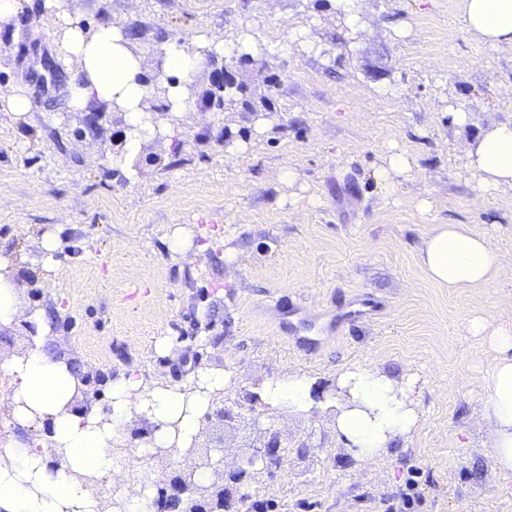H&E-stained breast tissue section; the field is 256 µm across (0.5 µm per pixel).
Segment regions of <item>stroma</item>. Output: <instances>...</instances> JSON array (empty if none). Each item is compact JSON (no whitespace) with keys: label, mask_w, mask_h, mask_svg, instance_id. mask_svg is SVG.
Masks as SVG:
<instances>
[{"label":"stroma","mask_w":512,"mask_h":512,"mask_svg":"<svg viewBox=\"0 0 512 512\" xmlns=\"http://www.w3.org/2000/svg\"><path fill=\"white\" fill-rule=\"evenodd\" d=\"M461 5L61 0L133 33L151 78L168 43L224 37V55L203 64L183 110L158 114L163 135L128 169L114 163L121 113L66 111L77 64L57 52L39 0L0 27V94L23 89L31 100L26 121L0 124V253L16 262L28 303L52 317V350L100 402L128 371L181 386L220 369L234 382L216 395L194 453L141 454V430L129 431L126 469L104 493H134L147 477L162 488L216 449L233 461L259 444L246 396L265 379L304 373L328 389L337 370L368 362L417 375L416 432L372 463L346 450L330 414L274 411L282 464L225 481L230 512H398L412 473L407 512H512V475L495 468L479 422L492 356L467 330L479 313L512 321V262L460 293L418 264L438 224L469 225L512 259V189L477 199L464 161L487 123L512 122V48L479 46L459 24ZM225 66L247 85L251 111L209 103ZM453 109L470 123L453 124ZM392 145L413 166L393 188L376 175ZM176 226L192 234L183 255L166 246ZM47 233L59 242L49 270L32 262ZM367 298L380 311L349 319Z\"/></svg>","instance_id":"obj_1"}]
</instances>
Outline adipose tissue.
Masks as SVG:
<instances>
[{
	"label": "adipose tissue",
	"instance_id": "adipose-tissue-1",
	"mask_svg": "<svg viewBox=\"0 0 512 512\" xmlns=\"http://www.w3.org/2000/svg\"><path fill=\"white\" fill-rule=\"evenodd\" d=\"M43 6L56 12L58 51L78 65V77L68 86L69 111L84 112L98 102L122 113L125 146L117 162L127 165L159 131L146 105L149 85L141 56L122 26L84 25L61 11L59 0H43ZM461 23L479 44L512 47V0H463ZM224 51L223 36L214 33L190 45L165 47L162 69L173 110L184 107L187 87L208 55ZM465 158L478 196L512 188V122L488 124L468 144ZM418 259L431 282L453 292L488 283L504 262L486 237L466 224L435 225ZM22 323L32 328L30 347L0 362V379L13 390L0 414L8 426L0 438V512H157L152 483L135 494L107 497L99 492L103 481H115L122 473L118 448L123 431L143 427L140 450L145 454L158 448L185 451L202 434L214 394L231 388L229 375L205 372L195 382L170 387L146 385L132 372L113 380L107 404L99 405L85 396L73 365L50 352L48 316L26 303L10 258L0 257V329ZM468 329L494 354L484 371L480 415L496 467L511 475L512 322L492 328L477 314ZM412 385V378L355 363L337 371L321 403L313 397L315 380L299 373L265 381L258 391L269 407L287 409L292 416L321 407L333 410V426L349 452L378 462L417 428Z\"/></svg>",
	"mask_w": 512,
	"mask_h": 512
}]
</instances>
